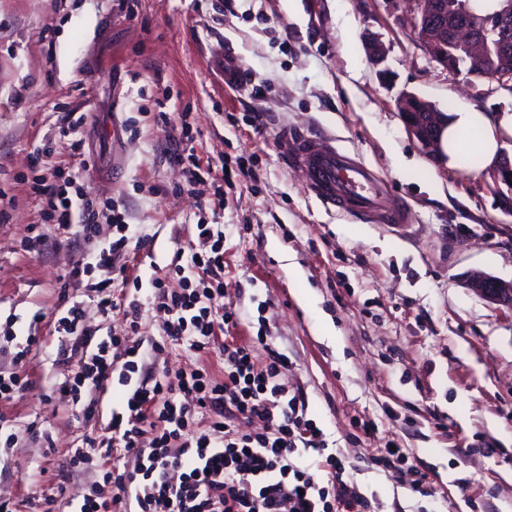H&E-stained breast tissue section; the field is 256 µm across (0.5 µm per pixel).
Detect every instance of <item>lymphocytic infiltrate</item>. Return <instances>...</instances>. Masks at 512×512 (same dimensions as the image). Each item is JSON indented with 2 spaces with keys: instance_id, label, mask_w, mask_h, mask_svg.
<instances>
[{
  "instance_id": "lymphocytic-infiltrate-1",
  "label": "lymphocytic infiltrate",
  "mask_w": 512,
  "mask_h": 512,
  "mask_svg": "<svg viewBox=\"0 0 512 512\" xmlns=\"http://www.w3.org/2000/svg\"><path fill=\"white\" fill-rule=\"evenodd\" d=\"M31 166L36 173L29 190L43 198L45 219L77 227L87 242H96L100 222L113 224L116 236L98 244L94 262L75 264L69 273L76 281L98 274L93 284L97 306L110 314L112 279L127 277L131 249L146 248L147 239L130 235L118 201L93 203L73 191L71 179L50 183L39 175V161ZM197 230L190 264L196 277L171 261L168 272L179 276L182 286L171 290L165 278H155L154 298L166 313L164 339L191 340L202 357L218 349L223 367L215 371L201 365L172 381L140 374L139 298H131L124 309V335L100 341L85 325L80 303H73L56 326L55 362L70 370L59 393L70 397L77 419L89 418L111 385L124 387L125 403L102 435L74 450L71 463L84 466L98 454L107 464L102 482L113 493L106 500L96 490L77 505L60 486L45 496V512L72 506L78 512H118L130 500L137 512H372L368 498L345 480V460L329 450L323 431L300 414L302 400L281 383L287 357L273 350L265 363H257L250 340L237 335L239 317L234 304L225 301L221 281L224 239L207 225ZM222 334L227 337L223 343L218 340ZM37 342V336H27L25 348L12 353L10 373L0 374V403L25 398L27 348ZM201 417L209 423L208 432L198 430ZM315 466L328 471L326 483L313 480Z\"/></svg>"
}]
</instances>
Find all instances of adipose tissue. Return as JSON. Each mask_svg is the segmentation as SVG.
I'll return each mask as SVG.
<instances>
[{
  "label": "adipose tissue",
  "mask_w": 512,
  "mask_h": 512,
  "mask_svg": "<svg viewBox=\"0 0 512 512\" xmlns=\"http://www.w3.org/2000/svg\"><path fill=\"white\" fill-rule=\"evenodd\" d=\"M512 137V114H492L476 106L464 107L448 118L442 136V151L458 162L462 150L477 156L478 168L490 166L498 153L501 137Z\"/></svg>",
  "instance_id": "ef3b65f1"
}]
</instances>
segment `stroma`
I'll use <instances>...</instances> for the list:
<instances>
[{"instance_id":"obj_1","label":"stroma","mask_w":512,"mask_h":512,"mask_svg":"<svg viewBox=\"0 0 512 512\" xmlns=\"http://www.w3.org/2000/svg\"><path fill=\"white\" fill-rule=\"evenodd\" d=\"M388 49L391 84L367 59L364 33ZM234 52L252 82L228 89L211 69ZM443 112L479 104L512 113V91L480 93L448 77L420 47L405 6L391 0H0V332L27 335L24 400L0 405L15 441L0 447V497L42 512L41 492L86 494L99 463L73 468L72 450L98 436L123 390L108 389L94 417L75 420L56 390L53 320L73 302L98 337L122 335V309L101 314L64 276L94 245L45 222L25 181L30 157L52 149L91 200L112 197L146 249L128 265L150 295L201 224L224 228V292L238 335H263L253 354L288 358L281 379L307 406L347 475L377 512H512V310L474 294L466 277L512 280V216L493 169L478 172L425 154L395 105L399 92ZM83 115L80 150L61 134ZM115 122L119 140L103 128ZM189 137H182V125ZM308 130L383 177L412 224H371L323 204L280 151L282 129ZM194 154L218 179L244 161L224 203L193 191L173 153ZM38 225L42 243L20 242ZM373 425L364 435L361 425ZM407 463L377 468L386 442ZM427 472L417 492V471Z\"/></svg>"}]
</instances>
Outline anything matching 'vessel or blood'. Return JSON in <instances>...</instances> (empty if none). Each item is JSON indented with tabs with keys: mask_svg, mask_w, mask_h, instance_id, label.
I'll list each match as a JSON object with an SVG mask.
<instances>
[{
	"mask_svg": "<svg viewBox=\"0 0 512 512\" xmlns=\"http://www.w3.org/2000/svg\"><path fill=\"white\" fill-rule=\"evenodd\" d=\"M213 67L224 85L235 87L245 80L234 53L221 55ZM280 144L286 159L304 170L311 192L325 204L360 214L372 224L411 223L408 207L391 206L384 183L357 157L308 133L283 132Z\"/></svg>",
	"mask_w": 512,
	"mask_h": 512,
	"instance_id": "obj_1",
	"label": "vessel or blood"
}]
</instances>
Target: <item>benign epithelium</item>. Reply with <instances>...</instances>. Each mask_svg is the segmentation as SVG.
I'll return each mask as SVG.
<instances>
[{
    "instance_id": "7a95c632",
    "label": "benign epithelium",
    "mask_w": 512,
    "mask_h": 512,
    "mask_svg": "<svg viewBox=\"0 0 512 512\" xmlns=\"http://www.w3.org/2000/svg\"><path fill=\"white\" fill-rule=\"evenodd\" d=\"M414 5L410 24L417 31L429 58L439 64L448 76H464L476 84H512V0H499L491 13H479L452 0H408ZM368 60L379 65L386 55L380 38L368 35L363 40ZM482 62L495 58V65L482 75L467 71L459 58ZM409 133L424 152L432 157L440 153V144L447 119L435 105L414 93H403L397 101ZM498 181L505 187L500 192L503 210L512 214V157H503L496 169ZM469 288L499 306L512 310V281L476 274L470 277Z\"/></svg>"
}]
</instances>
